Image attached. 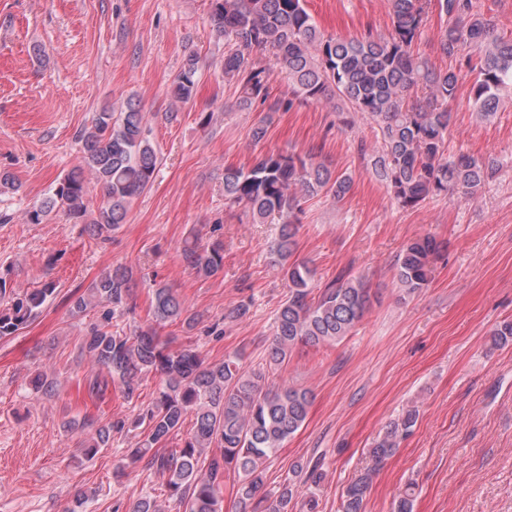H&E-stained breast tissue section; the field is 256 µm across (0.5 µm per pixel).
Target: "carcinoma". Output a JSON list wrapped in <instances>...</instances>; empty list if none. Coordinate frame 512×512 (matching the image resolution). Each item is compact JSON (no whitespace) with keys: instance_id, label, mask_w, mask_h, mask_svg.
Segmentation results:
<instances>
[{"instance_id":"carcinoma-1","label":"carcinoma","mask_w":512,"mask_h":512,"mask_svg":"<svg viewBox=\"0 0 512 512\" xmlns=\"http://www.w3.org/2000/svg\"><path fill=\"white\" fill-rule=\"evenodd\" d=\"M431 0H391L390 29L385 36L367 32L342 38L321 31L304 0H211L209 20L224 35V81L235 88L236 106L251 110L266 103L273 66L253 55L271 50L280 73L288 78L289 98L269 111H291L295 105L318 103L336 95L348 111L361 113L377 125L381 147L373 170L396 203L414 209L429 197L457 194L471 198L500 171L491 157L447 156L446 142L460 72L437 69L413 51L428 16ZM444 30L439 42L443 55L463 62L476 75L471 88L473 110L491 120L503 89L512 86V35L497 33L492 9L478 0H437ZM198 83V61L189 57L171 93L189 102ZM80 161L60 178L52 193L27 215L31 224L61 210L83 224L94 239L108 240L126 223L134 200L154 183L160 158L151 140L145 113L130 104L124 112L103 111L80 135ZM95 176L103 199L91 208L85 173ZM353 180L315 160V155L267 152L245 166L224 167V200L229 207L251 213L253 222L281 220L273 264L290 284L281 305L265 366L245 368L240 357L208 363L189 348L173 350L161 340L157 327L178 321L191 330L193 313L166 284L153 289L155 325L132 336L112 332L114 308L122 306L135 285L133 268L117 265L69 297L76 315L99 308L80 343L88 361L106 371L86 380L90 398L101 400L112 380H119L128 398L140 386V375L153 370L160 376L158 396L134 425L147 424L148 433L129 449L131 464L166 475L170 498L183 512H223L224 479L234 476L240 512H288L297 478L307 474L317 482V467L297 465L274 500L265 487V462L306 422L310 392L293 384H275L270 372L280 367L299 344L319 347L343 341L371 304L370 288L361 279L339 274L329 283H313L312 270L291 260L299 231V214L306 199L320 194L336 201L352 190ZM441 244L432 235L407 243L398 258L395 278L414 294L429 286ZM181 255L197 276L210 278L224 270V243L202 245L197 236L183 241ZM56 284L47 282L13 297L0 309V338L12 336L42 311ZM193 414L192 437L180 448H157L176 439L188 414ZM417 411L407 410L392 422L370 449L379 465L398 448L417 423ZM125 422L108 423L83 441L92 457L110 446L112 432ZM208 448L216 449L205 455ZM371 474L351 482L342 494L341 512H365Z\"/></svg>"}]
</instances>
